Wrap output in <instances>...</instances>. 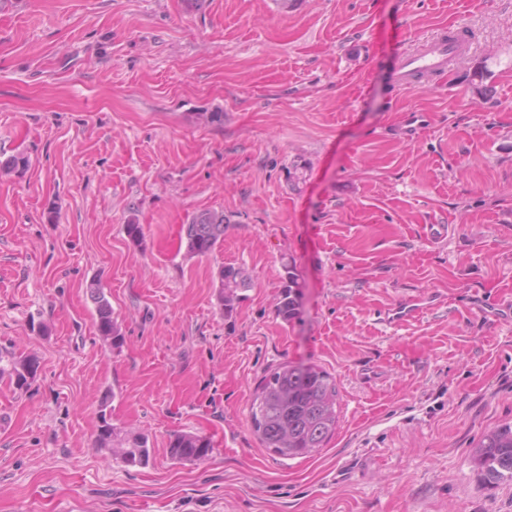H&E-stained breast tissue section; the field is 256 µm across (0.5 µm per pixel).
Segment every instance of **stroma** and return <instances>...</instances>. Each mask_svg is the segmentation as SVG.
I'll return each instance as SVG.
<instances>
[{"label":"stroma","instance_id":"obj_1","mask_svg":"<svg viewBox=\"0 0 512 512\" xmlns=\"http://www.w3.org/2000/svg\"><path fill=\"white\" fill-rule=\"evenodd\" d=\"M459 28L466 56L399 86L401 53ZM409 111L430 116L411 141ZM18 154L23 172L0 170V348L40 369L26 392L0 381V512H512V480L471 461L512 423V318L487 309L512 297V0H6L0 160ZM203 210L229 224L191 257L181 228ZM229 264L249 286L228 320ZM411 299L418 317L389 319ZM286 361L336 379L312 459L252 431ZM106 393L148 466L97 447ZM178 432L210 458L173 464ZM217 302L220 310L224 311L225 319L233 316L236 305L241 300L239 292L249 285L248 276L239 267L224 266L218 271ZM287 284L280 295L279 301L276 305V312L278 316L285 322H290L296 318L299 306V283L293 268L286 264ZM91 298L96 303V328L104 343L111 348H120L124 341L119 324L112 317V307L105 299L97 283L90 284Z\"/></svg>","mask_w":512,"mask_h":512}]
</instances>
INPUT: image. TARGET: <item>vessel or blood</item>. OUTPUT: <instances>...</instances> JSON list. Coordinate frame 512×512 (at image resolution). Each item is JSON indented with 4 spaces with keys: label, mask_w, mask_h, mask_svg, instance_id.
Listing matches in <instances>:
<instances>
[{
    "label": "vessel or blood",
    "mask_w": 512,
    "mask_h": 512,
    "mask_svg": "<svg viewBox=\"0 0 512 512\" xmlns=\"http://www.w3.org/2000/svg\"><path fill=\"white\" fill-rule=\"evenodd\" d=\"M472 40L471 33L463 28L451 36L439 34L427 39L420 49L399 57L395 70L398 83L407 89L417 77L446 72L453 59L469 51Z\"/></svg>",
    "instance_id": "vessel-or-blood-1"
}]
</instances>
